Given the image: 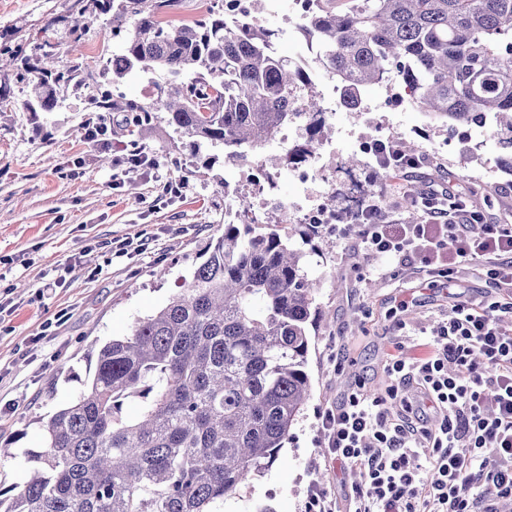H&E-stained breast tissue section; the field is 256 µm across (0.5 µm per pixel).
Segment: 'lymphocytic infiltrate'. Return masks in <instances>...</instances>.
I'll return each mask as SVG.
<instances>
[{
  "label": "lymphocytic infiltrate",
  "mask_w": 512,
  "mask_h": 512,
  "mask_svg": "<svg viewBox=\"0 0 512 512\" xmlns=\"http://www.w3.org/2000/svg\"><path fill=\"white\" fill-rule=\"evenodd\" d=\"M449 197L421 192L424 219L414 224L390 222L368 202L354 227L361 249L440 277L477 259L497 286L511 289L512 224L484 223ZM511 309L499 301L451 308L421 352L396 345L386 394L354 388L325 414L330 458L360 470L355 512H497L496 500L512 496V328L500 318ZM408 385L437 413L433 427L417 425L411 402L392 409Z\"/></svg>",
  "instance_id": "1"
}]
</instances>
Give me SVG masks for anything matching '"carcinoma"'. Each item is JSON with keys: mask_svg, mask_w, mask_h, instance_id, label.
Listing matches in <instances>:
<instances>
[{"mask_svg": "<svg viewBox=\"0 0 512 512\" xmlns=\"http://www.w3.org/2000/svg\"><path fill=\"white\" fill-rule=\"evenodd\" d=\"M112 14L125 31L105 62L112 82L161 70L173 81L151 103L104 90L87 111L115 110L148 122L166 112L191 146L247 159L299 117L305 142L286 148L308 162L327 114L302 70L276 50L273 32L224 25L209 6L190 22L168 14L181 0H78ZM299 26L318 65L343 84L345 108L373 84L401 86L441 126L490 122L501 135L499 167L512 175V0H317ZM29 112L50 111L75 69L25 67ZM238 222L208 242L182 293L97 353L92 374L45 429L32 455L39 472L19 492L0 485V512H219L224 498L270 470L310 398L309 325L315 288L290 238L255 230L247 198ZM142 405L123 413L126 399Z\"/></svg>", "mask_w": 512, "mask_h": 512, "instance_id": "1", "label": "carcinoma"}]
</instances>
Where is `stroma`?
Masks as SVG:
<instances>
[{"instance_id":"35a3bbf8","label":"stroma","mask_w":512,"mask_h":512,"mask_svg":"<svg viewBox=\"0 0 512 512\" xmlns=\"http://www.w3.org/2000/svg\"><path fill=\"white\" fill-rule=\"evenodd\" d=\"M251 10L260 27L278 32L281 55L301 57V44L288 36L296 25L294 0H252ZM77 16L75 0H0V84L13 101L0 109V442H10L12 453L0 464V485L25 484L30 456L43 446L44 422L74 399L98 350L180 293L246 190L259 208L258 231L279 225L304 252L303 270L318 284L319 318L309 328L312 396L279 462L227 497L224 512H305L315 482L337 512H354L360 471L337 473L324 446V414L354 385L371 395L385 392L394 339L413 347L431 339L452 306L498 294L481 262L449 279L394 259L375 262L358 251L346 223L306 224L293 206L305 186L323 187L337 165L356 156L358 189L380 199L390 219L409 217L402 186L419 193L447 183L477 190L487 220L512 222V176L498 170L497 151L476 148L473 131L451 134L429 122L397 85L366 88L376 111L341 108L330 115L331 151L309 166L305 183L272 143L257 154L277 174L271 184L256 167L228 163L208 143L184 148L164 112L143 127L135 113H112L106 137L88 141L84 129L96 116L86 105L100 89L149 103L169 76L137 72L112 83L98 62L120 51L122 32L113 30L111 15L84 29L75 28ZM49 49L84 80L61 90L53 111H26L30 87L20 75ZM390 129L428 155L429 164L379 177L358 144ZM133 150L153 159V168L118 166ZM179 181L186 184L181 196L164 193L165 183ZM123 241L132 243L131 252H119ZM20 430L24 438L15 439Z\"/></svg>"}]
</instances>
